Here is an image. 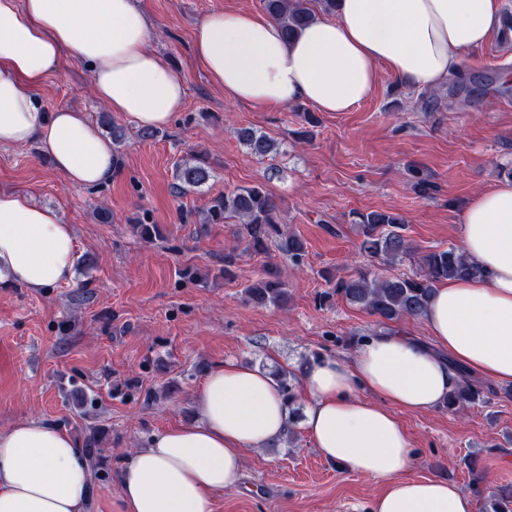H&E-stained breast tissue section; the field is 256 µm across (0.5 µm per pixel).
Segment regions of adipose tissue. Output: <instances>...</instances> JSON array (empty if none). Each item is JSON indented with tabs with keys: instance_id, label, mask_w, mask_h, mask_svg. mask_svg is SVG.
I'll return each mask as SVG.
<instances>
[{
	"instance_id": "1",
	"label": "adipose tissue",
	"mask_w": 512,
	"mask_h": 512,
	"mask_svg": "<svg viewBox=\"0 0 512 512\" xmlns=\"http://www.w3.org/2000/svg\"><path fill=\"white\" fill-rule=\"evenodd\" d=\"M497 21V0H336L332 17L290 37L270 17L224 10L196 23L192 39L228 101L347 112L382 68L411 89L443 86ZM151 31L138 0H0V145H35L69 184L110 183L119 172L111 139L86 112L46 111L38 90L66 58L88 69L110 112L140 128L168 125L184 108L186 79L150 49ZM461 247L480 274L438 286L423 316L432 346L381 332L300 376L319 454L383 481L369 512H476L455 483L407 476L413 448L397 413L442 406L464 369L512 384V181L467 201ZM75 253L73 228L55 209L0 193V279L48 291L72 278ZM194 405L192 422L122 461L125 512H214L216 495L241 489L246 452L286 433L277 380L233 360L208 373ZM90 497V468L67 431L43 421L0 431V512H87Z\"/></svg>"
}]
</instances>
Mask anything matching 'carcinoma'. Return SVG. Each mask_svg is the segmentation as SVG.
I'll list each match as a JSON object with an SVG mask.
<instances>
[{
    "label": "carcinoma",
    "mask_w": 512,
    "mask_h": 512,
    "mask_svg": "<svg viewBox=\"0 0 512 512\" xmlns=\"http://www.w3.org/2000/svg\"><path fill=\"white\" fill-rule=\"evenodd\" d=\"M265 9L288 36L316 17L311 0H265ZM237 137L254 156L266 157L277 152V144L272 137L252 128L238 129ZM174 171L176 189L180 194L199 188L212 178V168L205 157L193 152L176 161ZM278 211L277 199L264 183L257 182L212 197L204 210L203 223L222 224L226 217L234 215L241 220L237 228L238 237L255 253L265 254L273 246L298 266L306 255L305 243L297 235L281 231ZM356 226L363 236L361 248L369 257L383 263H394L414 255L411 242L403 234L405 219L401 214L361 213ZM132 228L137 236L149 243L159 236L157 225L144 219L137 220ZM477 274V268L467 261L462 250L450 247L422 255L419 272L413 276L379 277L365 271L348 278H330V290L323 294V298L340 296L366 309L378 318L379 324L385 325L389 321L423 316L437 285ZM245 294L249 300L264 306L279 307L287 299L286 289L271 271L247 285ZM460 373L461 383L448 394L444 403L451 412L476 404L489 392L478 378L463 369ZM83 451L93 469H98L104 462L103 448L96 434L86 437ZM484 512H512V486L492 492L487 497Z\"/></svg>",
    "instance_id": "obj_1"
}]
</instances>
